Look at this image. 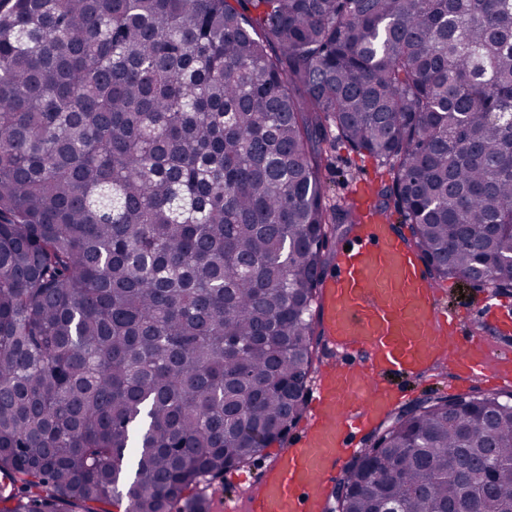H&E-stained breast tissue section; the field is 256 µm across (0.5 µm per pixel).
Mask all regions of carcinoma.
Listing matches in <instances>:
<instances>
[{
	"label": "carcinoma",
	"instance_id": "carcinoma-1",
	"mask_svg": "<svg viewBox=\"0 0 512 512\" xmlns=\"http://www.w3.org/2000/svg\"><path fill=\"white\" fill-rule=\"evenodd\" d=\"M387 167L431 279L512 291V0H0V512H210L302 417ZM325 512H512V390L389 416Z\"/></svg>",
	"mask_w": 512,
	"mask_h": 512
}]
</instances>
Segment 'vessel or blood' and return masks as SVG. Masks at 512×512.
Wrapping results in <instances>:
<instances>
[{
    "label": "vessel or blood",
    "mask_w": 512,
    "mask_h": 512,
    "mask_svg": "<svg viewBox=\"0 0 512 512\" xmlns=\"http://www.w3.org/2000/svg\"><path fill=\"white\" fill-rule=\"evenodd\" d=\"M362 220L348 250H337L320 284L324 333L337 359L318 375L311 422L278 449L248 512H320L324 485L355 453L357 437L407 395L391 377L422 376L436 360L476 378L512 380V353L490 354L484 338L465 333L442 310L415 251L367 195H356Z\"/></svg>",
    "instance_id": "b4317fda"
}]
</instances>
